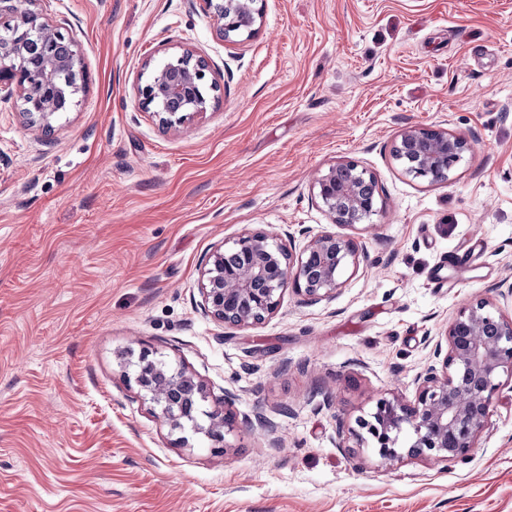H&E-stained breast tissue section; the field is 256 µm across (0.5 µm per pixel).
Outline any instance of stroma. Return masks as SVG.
I'll list each match as a JSON object with an SVG mask.
<instances>
[{"label":"stroma","mask_w":512,"mask_h":512,"mask_svg":"<svg viewBox=\"0 0 512 512\" xmlns=\"http://www.w3.org/2000/svg\"><path fill=\"white\" fill-rule=\"evenodd\" d=\"M228 42L193 0H38L78 42L85 87L52 130L0 100V512H512V380L468 458L340 447L347 421L416 375L466 303L512 285V0H257ZM204 57L207 110L162 128L146 66ZM474 150L406 174L401 131ZM352 161L379 210L332 224L313 186ZM333 231L362 248L332 301L286 290L229 327L200 265L243 229ZM478 246L464 270L442 256ZM236 417L222 451L171 430L134 381L142 349ZM262 414L272 430L248 427Z\"/></svg>","instance_id":"obj_1"}]
</instances>
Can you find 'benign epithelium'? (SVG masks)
<instances>
[{
    "instance_id": "obj_1",
    "label": "benign epithelium",
    "mask_w": 512,
    "mask_h": 512,
    "mask_svg": "<svg viewBox=\"0 0 512 512\" xmlns=\"http://www.w3.org/2000/svg\"><path fill=\"white\" fill-rule=\"evenodd\" d=\"M37 0H0V98L18 93L27 104L28 115L46 130L58 117L56 101L68 90L74 96L85 86L84 71L73 59L51 51L65 40L77 41L45 20L34 9ZM202 9L228 40L236 32L240 16H260L256 0H200ZM45 44L39 69L29 66L27 45ZM209 63L194 70H173L166 65L150 72L137 85L140 105L159 117L166 128L183 124L207 110L202 92ZM179 99L186 112L157 110L167 99ZM474 149L465 136L440 128H408L393 146L394 157L415 178L446 181L464 156ZM375 178L354 162L339 163L321 176L315 197L333 223L355 226L377 211L375 194L365 185ZM353 239L324 231L298 246L290 238L283 243L260 229L242 231L230 246L213 250L202 262L201 309L225 325L244 327L261 323L279 308L287 287L307 302L336 298L342 272L359 263ZM446 344H437L435 363L416 377L414 400L399 395L377 400L367 416L356 418V427L344 428L337 420L338 434L349 432L358 447L372 444L381 462L391 464L406 456L437 461L463 460L484 430L490 405L501 377L512 376V319L500 312L493 297L479 298L461 307L449 324ZM137 385L149 397L159 415L173 431L191 429L221 448L225 429L233 417L214 410L205 413L207 423L197 417V404L185 399L190 385L197 398L206 399V387L182 368L169 369L144 350L139 356Z\"/></svg>"
}]
</instances>
